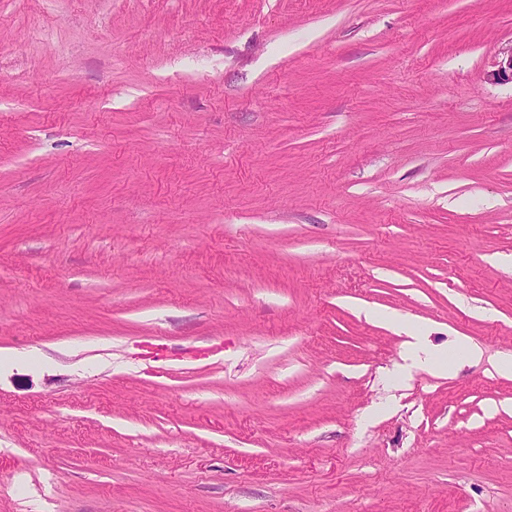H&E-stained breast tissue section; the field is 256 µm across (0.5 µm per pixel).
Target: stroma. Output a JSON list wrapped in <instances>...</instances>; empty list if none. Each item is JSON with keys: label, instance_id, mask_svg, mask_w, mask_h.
<instances>
[{"label": "stroma", "instance_id": "1", "mask_svg": "<svg viewBox=\"0 0 512 512\" xmlns=\"http://www.w3.org/2000/svg\"><path fill=\"white\" fill-rule=\"evenodd\" d=\"M509 45L512 0H0V512H512ZM487 72V80L493 83H512V45L503 48Z\"/></svg>", "mask_w": 512, "mask_h": 512}]
</instances>
